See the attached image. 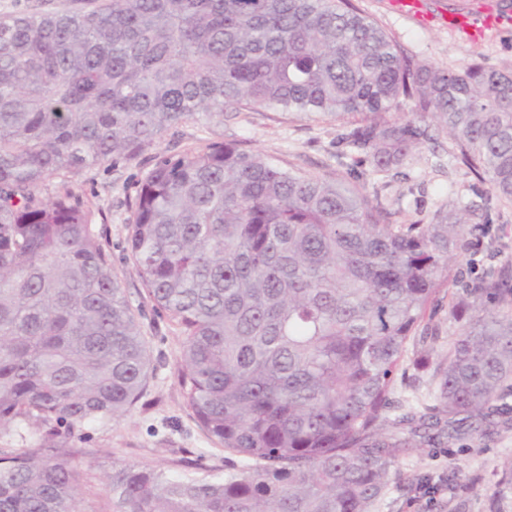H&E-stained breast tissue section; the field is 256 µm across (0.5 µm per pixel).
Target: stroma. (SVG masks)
<instances>
[{
	"mask_svg": "<svg viewBox=\"0 0 512 512\" xmlns=\"http://www.w3.org/2000/svg\"><path fill=\"white\" fill-rule=\"evenodd\" d=\"M359 12L374 20L401 55L412 62L440 69H459L479 62L512 68V7L504 0H422L425 14L408 18L391 0H352ZM461 9L467 24L453 28L445 15ZM501 18L499 28L486 30V16ZM362 115L343 121L296 118L266 109L242 110L208 124L188 121L166 133L136 159L105 160L70 178L69 187L94 215L93 229L110 254L121 285L132 304L141 306L143 332L150 344L153 372L147 388L123 419L91 423L71 444L86 472L82 512H111L101 477L112 467L134 464L160 466L176 474H191L197 464L224 470V450L212 442L186 406L179 377L184 338L165 316L144 301L135 267L125 251L127 203L137 193L142 175L156 155L201 149L216 141H237L243 148L293 163L313 175L359 168L357 152L336 155V136L343 125L362 122ZM406 178L384 179L368 173V187L379 188L394 224H430L439 212L471 207L481 210L489 184H475L457 161L448 137L416 150L405 166ZM489 224L477 225L469 249L458 253L455 265L465 281H478L489 267L512 265V206H493ZM512 458V429L494 428L486 435H465L445 448H417L397 465L385 500L375 512H512V489L488 499L483 488L494 487ZM457 473L455 492L425 494L411 483L413 475L439 482Z\"/></svg>",
	"mask_w": 512,
	"mask_h": 512,
	"instance_id": "obj_1",
	"label": "stroma"
}]
</instances>
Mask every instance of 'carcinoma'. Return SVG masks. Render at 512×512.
<instances>
[{"instance_id":"carcinoma-1","label":"carcinoma","mask_w":512,"mask_h":512,"mask_svg":"<svg viewBox=\"0 0 512 512\" xmlns=\"http://www.w3.org/2000/svg\"><path fill=\"white\" fill-rule=\"evenodd\" d=\"M402 96L415 117L378 120ZM254 108L372 116L337 135L336 159L353 148L373 173L445 134L512 202V70L413 66L350 0H103L1 18L0 512H78L71 439L127 416L152 371L142 309L64 179ZM130 211L129 258L185 336L184 402L241 463L114 469L112 512H374L412 449L512 425V269L473 284L454 272L470 208L392 224L349 173L223 141L159 158ZM451 281L464 328L430 375L410 374ZM398 374L434 404L395 397Z\"/></svg>"}]
</instances>
